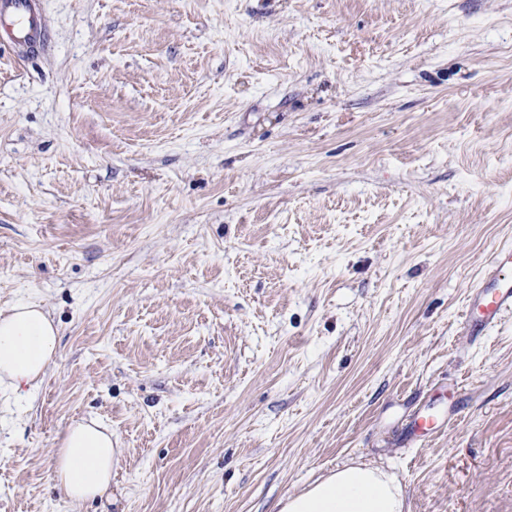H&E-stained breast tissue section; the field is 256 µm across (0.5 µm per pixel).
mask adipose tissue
I'll return each instance as SVG.
<instances>
[{
  "mask_svg": "<svg viewBox=\"0 0 512 512\" xmlns=\"http://www.w3.org/2000/svg\"><path fill=\"white\" fill-rule=\"evenodd\" d=\"M58 330L35 303L0 313V382L12 392L35 390L57 354ZM112 433L104 425L72 421L55 455L57 484L80 504L106 495L115 466ZM404 489L383 466L364 462L336 469L290 495L279 512H404Z\"/></svg>",
  "mask_w": 512,
  "mask_h": 512,
  "instance_id": "obj_1",
  "label": "adipose tissue"
}]
</instances>
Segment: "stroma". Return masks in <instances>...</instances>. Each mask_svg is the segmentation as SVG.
Here are the masks:
<instances>
[{
	"instance_id": "stroma-1",
	"label": "stroma",
	"mask_w": 512,
	"mask_h": 512,
	"mask_svg": "<svg viewBox=\"0 0 512 512\" xmlns=\"http://www.w3.org/2000/svg\"><path fill=\"white\" fill-rule=\"evenodd\" d=\"M39 3L44 50H0V311L59 343L0 390V512H276L353 461L512 512V318L460 325L512 242V0ZM74 419L111 503L55 486Z\"/></svg>"
}]
</instances>
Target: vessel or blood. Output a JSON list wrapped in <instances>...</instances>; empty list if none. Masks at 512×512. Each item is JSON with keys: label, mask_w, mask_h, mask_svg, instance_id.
Segmentation results:
<instances>
[{"label": "vessel or blood", "mask_w": 512, "mask_h": 512, "mask_svg": "<svg viewBox=\"0 0 512 512\" xmlns=\"http://www.w3.org/2000/svg\"><path fill=\"white\" fill-rule=\"evenodd\" d=\"M1 38L29 51L44 45L46 33L39 18L38 0H0ZM510 268L512 244H505L494 252L489 270L468 295L462 320L468 335H485L512 313V280L504 276Z\"/></svg>", "instance_id": "obj_1"}]
</instances>
